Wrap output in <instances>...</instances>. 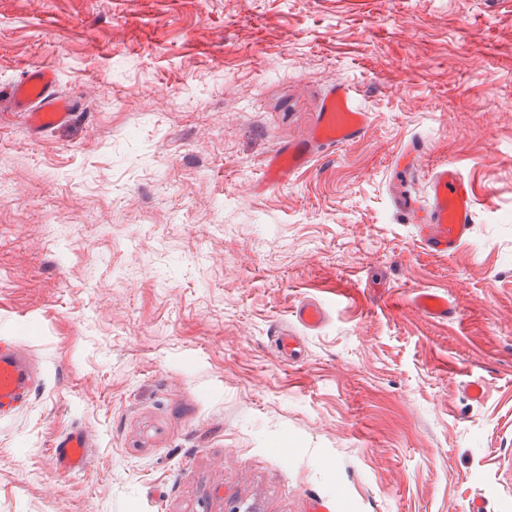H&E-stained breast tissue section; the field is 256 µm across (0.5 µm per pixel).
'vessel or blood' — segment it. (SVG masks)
Listing matches in <instances>:
<instances>
[{"label": "vessel or blood", "instance_id": "b4317fda", "mask_svg": "<svg viewBox=\"0 0 512 512\" xmlns=\"http://www.w3.org/2000/svg\"><path fill=\"white\" fill-rule=\"evenodd\" d=\"M8 107L25 113L32 131L39 132L70 123L76 117L73 102L57 89L53 70L31 66L5 90ZM372 117L360 107L356 91L336 82L323 92L308 136L277 148L269 157L265 180L277 185L307 168L314 158L330 147L352 144L365 136ZM422 197L399 195L396 209L415 220L417 240L433 257L454 256L467 241L476 200L453 164L435 166ZM414 306L425 316L445 320L454 309L447 296L433 289L419 290ZM294 327H281L275 343L283 361L296 360L302 352L298 329L315 331L329 319L328 308L319 300H303L293 313ZM34 369L28 354L12 339L0 338V419L23 411L32 396ZM58 469L65 474L84 470L89 463V440L85 431L72 429L59 435L52 445Z\"/></svg>", "mask_w": 512, "mask_h": 512}]
</instances>
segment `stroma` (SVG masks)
Segmentation results:
<instances>
[{
  "label": "stroma",
  "mask_w": 512,
  "mask_h": 512,
  "mask_svg": "<svg viewBox=\"0 0 512 512\" xmlns=\"http://www.w3.org/2000/svg\"><path fill=\"white\" fill-rule=\"evenodd\" d=\"M31 65L80 117L0 119V336L39 372L0 512H512V0H0V87ZM336 81L366 135L266 185ZM412 143L477 197L454 257L393 206ZM413 304L425 316L434 320H448L455 312L448 296L434 289L419 290L413 298ZM293 317L296 325L308 331H316L327 324L329 310L319 300L309 298L296 307ZM275 343L283 361H294L302 352L301 336L288 325L275 332ZM52 448L56 465L63 474L78 473L89 463V440L81 429H70L59 435Z\"/></svg>",
  "instance_id": "obj_1"
}]
</instances>
